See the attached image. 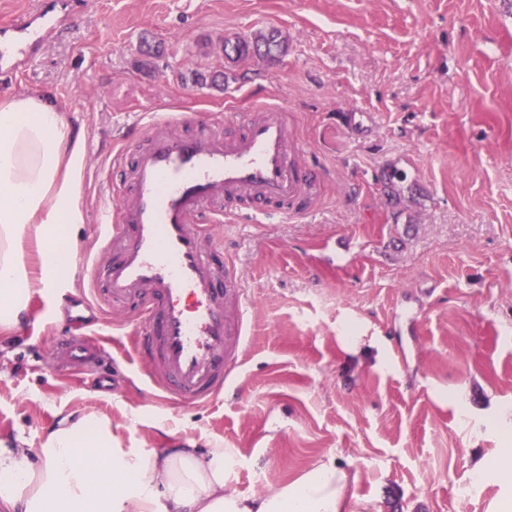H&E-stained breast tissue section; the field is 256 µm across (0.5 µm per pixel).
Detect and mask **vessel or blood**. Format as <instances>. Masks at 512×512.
Here are the masks:
<instances>
[{
    "instance_id": "vessel-or-blood-1",
    "label": "vessel or blood",
    "mask_w": 512,
    "mask_h": 512,
    "mask_svg": "<svg viewBox=\"0 0 512 512\" xmlns=\"http://www.w3.org/2000/svg\"><path fill=\"white\" fill-rule=\"evenodd\" d=\"M43 9L0 26V72L22 70L34 51L61 33L42 23ZM220 119L194 112L169 114L153 126L149 144L133 155L118 154L121 170L113 221L103 233L112 259L81 260L88 294L71 316L85 327L105 309L133 306L132 347L146 363V376L162 399L198 405L224 390L246 346L247 302L232 263L216 266L222 236L206 226L223 220L222 202L253 200L270 214L305 217L320 178L298 162L300 145L288 132L282 107L259 105L234 139L212 133ZM194 127L191 135L171 133ZM56 360L112 387V358L104 348L70 338Z\"/></svg>"
}]
</instances>
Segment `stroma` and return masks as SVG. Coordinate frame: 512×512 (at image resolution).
Instances as JSON below:
<instances>
[{"label":"stroma","mask_w":512,"mask_h":512,"mask_svg":"<svg viewBox=\"0 0 512 512\" xmlns=\"http://www.w3.org/2000/svg\"><path fill=\"white\" fill-rule=\"evenodd\" d=\"M268 29L287 45L277 61L227 56L225 40ZM6 91L48 93L85 130L79 252L102 246L115 154L173 112L225 114L231 138L236 114L282 106L327 173L305 218L224 223L249 336L217 398L160 401L108 314L86 337L111 351L116 393L52 365L81 268L0 332L1 439L37 448L94 413L123 448L231 449L245 496L328 460L355 512H491L512 496L494 467L512 425V0H92L0 77ZM348 112L370 118L349 127ZM391 170L407 186L393 198Z\"/></svg>","instance_id":"obj_1"}]
</instances>
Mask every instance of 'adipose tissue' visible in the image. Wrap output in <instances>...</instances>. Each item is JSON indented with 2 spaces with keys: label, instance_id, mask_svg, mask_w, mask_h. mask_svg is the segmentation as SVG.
<instances>
[{
  "label": "adipose tissue",
  "instance_id": "adipose-tissue-1",
  "mask_svg": "<svg viewBox=\"0 0 512 512\" xmlns=\"http://www.w3.org/2000/svg\"><path fill=\"white\" fill-rule=\"evenodd\" d=\"M85 165L84 133L50 95H0V331L20 324L35 294L74 277ZM230 461V449L189 439L121 448L109 420L68 416L40 447L0 439V512H344L348 476L333 463L250 497L228 488Z\"/></svg>",
  "mask_w": 512,
  "mask_h": 512
}]
</instances>
